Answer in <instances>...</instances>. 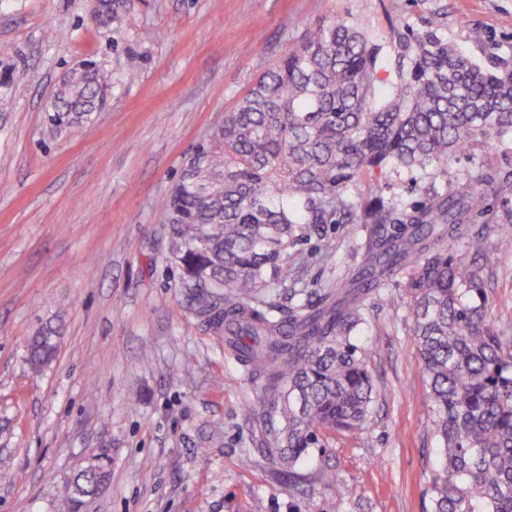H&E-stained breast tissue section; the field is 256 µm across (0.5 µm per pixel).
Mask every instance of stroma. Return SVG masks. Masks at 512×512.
I'll use <instances>...</instances> for the list:
<instances>
[{
  "mask_svg": "<svg viewBox=\"0 0 512 512\" xmlns=\"http://www.w3.org/2000/svg\"><path fill=\"white\" fill-rule=\"evenodd\" d=\"M440 2L461 51L512 61V0ZM387 4L134 0L112 31L89 22L92 0H0V71L19 85L0 86V512H431L440 444L406 277L354 337L374 385L366 428L320 435L289 474L261 453L267 407L193 310L163 219L194 147L262 73L328 19L390 36ZM90 62L112 76L104 104L52 127L63 81ZM482 164L512 173V139L461 153L448 175ZM475 228L488 308L512 336V235ZM362 236L327 224L294 244L281 303L293 288L316 299L360 261ZM48 329L55 356L33 368ZM99 467L105 481L77 493Z\"/></svg>",
  "mask_w": 512,
  "mask_h": 512,
  "instance_id": "stroma-1",
  "label": "stroma"
}]
</instances>
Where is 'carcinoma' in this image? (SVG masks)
<instances>
[{"label": "carcinoma", "instance_id": "cac0c4a2", "mask_svg": "<svg viewBox=\"0 0 512 512\" xmlns=\"http://www.w3.org/2000/svg\"><path fill=\"white\" fill-rule=\"evenodd\" d=\"M132 0H97L114 29ZM438 6L389 40L330 19L265 72L209 145L184 165L163 206L169 253L198 316L224 334L276 420L267 453L293 468L318 431L365 428L372 376L353 333L383 282L411 270L414 333L429 387L443 474L433 512H512V336L491 321L481 268L488 248L471 228L487 195L512 181L479 168L443 187L451 157L512 138V64L487 68L448 40ZM111 75L86 67L49 114L61 127L96 111ZM427 183L414 205L388 200L381 177ZM321 224H366L361 264L317 301H277L288 246ZM462 243L450 252L439 242ZM50 332L31 363L49 362Z\"/></svg>", "mask_w": 512, "mask_h": 512}]
</instances>
